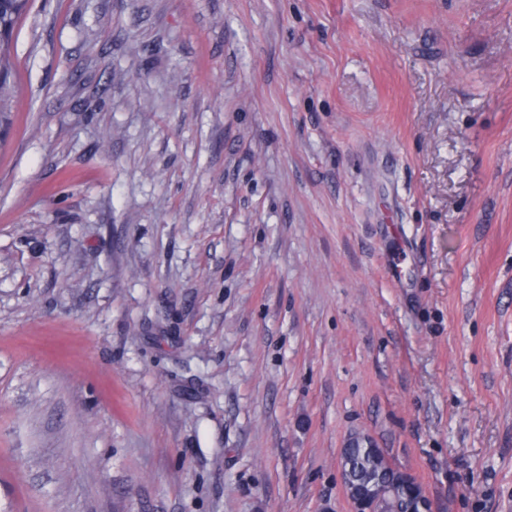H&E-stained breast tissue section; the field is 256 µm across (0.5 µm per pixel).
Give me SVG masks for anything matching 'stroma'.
<instances>
[{
  "label": "stroma",
  "instance_id": "1",
  "mask_svg": "<svg viewBox=\"0 0 512 512\" xmlns=\"http://www.w3.org/2000/svg\"><path fill=\"white\" fill-rule=\"evenodd\" d=\"M14 79L0 512H512V0H33ZM344 456L348 459L350 470L347 473V483L353 492L362 491L366 480L372 475L379 487L394 488L401 476V470L393 466L383 455L375 453L372 448L361 445L359 441L351 442L343 448ZM413 486L402 487L399 492L390 494L386 501V512H414Z\"/></svg>",
  "mask_w": 512,
  "mask_h": 512
}]
</instances>
